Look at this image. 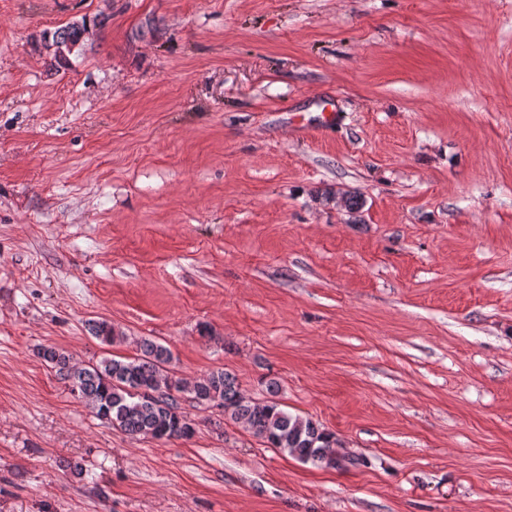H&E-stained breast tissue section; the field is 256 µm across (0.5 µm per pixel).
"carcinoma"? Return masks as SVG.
Here are the masks:
<instances>
[{"instance_id": "cac0c4a2", "label": "carcinoma", "mask_w": 512, "mask_h": 512, "mask_svg": "<svg viewBox=\"0 0 512 512\" xmlns=\"http://www.w3.org/2000/svg\"><path fill=\"white\" fill-rule=\"evenodd\" d=\"M110 15L101 11L93 18L83 16L46 30L40 38L42 53L55 70H66L72 58L83 54L94 43ZM94 337L112 346L125 336L107 321L90 323ZM38 354L60 379L68 382L98 419L132 436L155 440L191 437L195 428L179 410L177 394L189 392L200 406L212 403L224 409L231 420L246 424L271 448H277L304 463L336 469L359 464L358 459L339 455L334 450L335 435L320 424L293 415L273 396L278 385L268 384L270 398L252 401L240 390L237 378L220 369L186 386L169 375L167 365L173 360L170 348L149 339L139 343L134 357L116 359L103 356L92 365L81 366L53 346H44Z\"/></svg>"}]
</instances>
